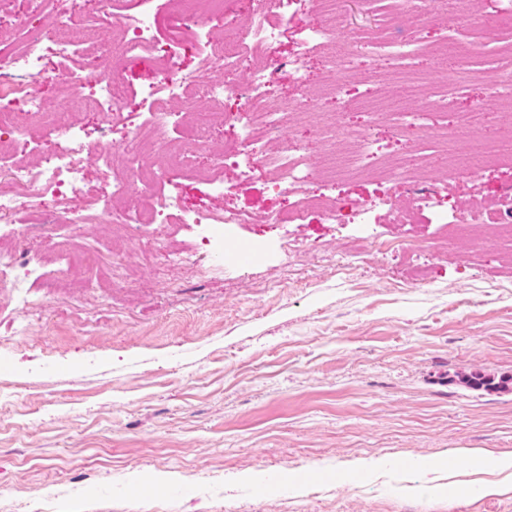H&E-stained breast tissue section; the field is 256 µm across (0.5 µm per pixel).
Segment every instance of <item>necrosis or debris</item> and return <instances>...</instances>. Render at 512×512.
I'll list each match as a JSON object with an SVG mask.
<instances>
[{"label": "necrosis or debris", "instance_id": "4bbe7bcc", "mask_svg": "<svg viewBox=\"0 0 512 512\" xmlns=\"http://www.w3.org/2000/svg\"><path fill=\"white\" fill-rule=\"evenodd\" d=\"M297 2L268 0L247 24L232 32L216 33L208 30L206 22L211 14L223 9V0H179L180 29L205 39L196 68L186 72L181 68L180 57L187 45L159 43L154 35L156 16L150 0H98L96 13L83 18L61 9L60 0H37L41 19L72 30L73 36L48 43L30 35L23 48L12 55L0 46V156L5 153L6 144L21 148L29 144L31 130L18 126V111L48 113L55 132V148L40 164L0 165V239L12 235L10 221L22 209L27 210L30 221L39 224L41 231L65 246L73 240L79 225L101 223L107 211L103 199L91 198L81 208L70 204V197L82 183L92 160L111 173L113 197L128 203L118 212L117 223L138 227L196 224L210 239L220 242L225 225L258 222V214L246 208L191 210L182 206L179 197L164 192L171 172H191L198 154L210 149L214 137L213 106L230 99L235 102L229 113L234 146L225 151L224 161L244 179L251 178L259 167L275 175L276 189L288 200L287 209L276 217L277 223L302 224L319 209L326 219L344 224L370 223L373 211L381 206L392 224H413L424 213L437 212L435 194L418 187L415 172L433 169L435 144L444 135L433 117L451 110L452 100L446 86L433 83L425 89L413 78L414 62L421 50L419 42L390 40L379 28L345 35L351 44L391 60L404 79L400 101L387 96L375 98L362 101V108L377 117L390 116L396 133L410 129L428 133L389 170L391 178L407 185L406 200L387 193L368 203L352 205L346 212L336 205H323L310 194L312 182L338 184L382 165L375 142L362 133H353V150L329 152L316 163L297 147L284 145L268 150V142L281 138L293 118L291 106L270 103V87L288 77L299 90H306L302 74L305 59L342 36L337 22L343 16L345 0H312L313 9L329 17V24L306 28L298 52L288 61H281L276 55L280 32ZM110 26L120 27L123 37L109 44L100 39L99 33ZM78 52L92 56L95 69L83 75L72 72L68 63ZM51 55L60 60V75L69 91L64 97L47 102L36 89L42 81L43 62ZM144 59L156 62L149 81L141 88L144 109L128 112L124 109L127 84L114 64ZM179 103L184 104L192 120L185 140L175 142L169 139L168 131L175 116L174 107ZM79 110H92L98 115L99 141L87 140L84 130L72 123V116ZM119 119L131 125V139L100 148V140L108 139ZM48 197L53 206L46 210L42 204ZM476 217L497 225L500 239L512 244L511 189L492 200L465 202L459 223H469Z\"/></svg>", "mask_w": 512, "mask_h": 512}]
</instances>
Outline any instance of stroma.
I'll return each mask as SVG.
<instances>
[{
    "label": "stroma",
    "instance_id": "stroma-1",
    "mask_svg": "<svg viewBox=\"0 0 512 512\" xmlns=\"http://www.w3.org/2000/svg\"><path fill=\"white\" fill-rule=\"evenodd\" d=\"M511 6L474 0L452 31L351 2L345 23L473 44L512 83L485 23ZM353 57L345 95L393 86ZM443 67L455 110L489 111L486 83L457 57ZM269 178L225 169L222 197L184 173L165 188L190 208L263 212L224 230L246 262L213 266L194 224L116 240L86 224L74 244L98 252L97 278L74 282L51 238L16 225L39 272L0 288V512H512V480L475 464L512 455V390L494 386L512 376V248L491 224L381 210L279 224ZM508 187L509 166L460 175L440 205ZM369 458L385 469H358Z\"/></svg>",
    "mask_w": 512,
    "mask_h": 512
}]
</instances>
